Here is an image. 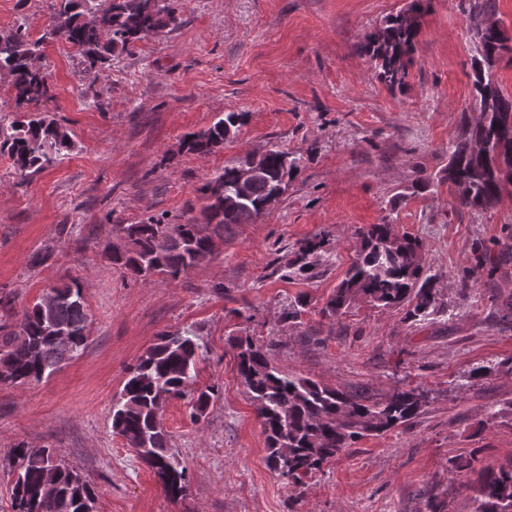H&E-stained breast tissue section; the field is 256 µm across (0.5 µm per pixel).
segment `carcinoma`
Returning <instances> with one entry per match:
<instances>
[{
    "instance_id": "cac0c4a2",
    "label": "carcinoma",
    "mask_w": 512,
    "mask_h": 512,
    "mask_svg": "<svg viewBox=\"0 0 512 512\" xmlns=\"http://www.w3.org/2000/svg\"><path fill=\"white\" fill-rule=\"evenodd\" d=\"M179 0H54L51 21L36 40L29 39L25 20L0 32V75L9 78L15 113H0V154H8L22 178L52 166L72 150L66 127L47 114L52 98L48 76L35 65L45 45L62 37L85 68H103L116 52H127L146 37L171 32L181 24ZM423 0H411L405 11L388 18L365 37L360 50L374 63L378 79L392 89L406 85L420 31ZM477 56L472 62L473 89L481 114L464 123L460 138L448 146V184L468 209L491 207L512 187V94L500 88L492 67L507 53L512 33L498 23L477 28ZM245 114L226 112L207 129L186 136L188 151L209 154L244 122ZM238 169L224 168L200 189V218L169 224L149 218L121 228L125 244L112 248V264L144 281H174L212 256L214 238L232 224L265 217L301 171V157L273 145L263 154L262 170L247 192L238 186ZM360 248L344 279L322 312L338 317L352 305L407 307L406 318L422 322L444 311L435 275L425 268L419 244L395 233L390 224L357 230ZM323 239L299 248L293 274L310 276L318 265ZM50 309L37 302L12 321L10 308L0 315V383L25 385L50 377L87 346L89 314L80 284L51 288ZM237 372L255 406L266 441V464L297 491L304 479L339 457L363 438L382 436L410 422L429 403L428 393L395 389L373 400L345 393L309 377L286 375L275 365L271 345L253 337L234 336ZM200 344L190 328L163 331L130 371L112 406V430L121 436L153 472L173 499L187 492L186 468L169 447L161 411L169 399L185 397L199 357ZM214 390H202L188 402L190 418L199 420ZM14 512H86L95 492L85 477L59 459L51 448L16 447ZM475 512H512V461L482 476L475 488Z\"/></svg>"
}]
</instances>
